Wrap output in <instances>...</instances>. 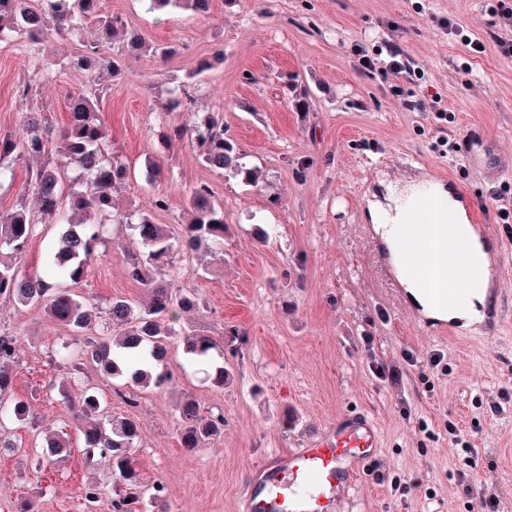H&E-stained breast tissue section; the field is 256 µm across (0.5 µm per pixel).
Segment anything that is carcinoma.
Here are the masks:
<instances>
[{
    "mask_svg": "<svg viewBox=\"0 0 512 512\" xmlns=\"http://www.w3.org/2000/svg\"><path fill=\"white\" fill-rule=\"evenodd\" d=\"M153 10L169 6L182 7L198 16H207L213 0H148ZM103 0H0V43L25 39L38 46L50 34L65 35L80 29L83 24L97 25V41L86 46L71 65L94 74L105 70L112 75L121 72V56L106 53L104 46L124 34L122 52L139 55L151 52L166 56L172 47L147 45L142 37L125 30L122 19L102 10ZM97 90H83L70 103L68 123L53 131L44 116L34 110L25 114L22 128L0 138V183L12 180L14 165L19 161L38 160L49 152V144L57 142L56 166L29 169V189L35 196L38 213L50 222L67 225L49 249L47 266L50 277L32 276L22 271L31 240L37 235L38 224L25 206L10 214L0 215V300L20 306L41 305L51 322L66 328L72 341L56 351L59 363L68 372L49 384L58 391L61 400L72 405L69 382L86 364H93L107 379L126 377L137 387L162 389L173 379L170 364V345H182L183 354L199 366L210 364L215 349L235 358L240 355L244 333L235 326L224 330L221 340L191 324L190 317L205 300L197 288L177 284V270L169 266L172 255L179 250L193 251L203 244L216 247L224 242L227 225L224 209L218 206L210 186L195 184L184 200L190 213L180 235L169 233L167 226L156 224L147 214L132 225L142 251L131 256L125 273L142 285L147 300L135 304L114 300L100 316L99 307L74 291L85 277L96 247L110 233L108 221L114 217L113 193L128 180L127 166L109 158L104 152L108 133L99 117L95 101ZM195 139L198 156L209 169L233 171L249 184L260 179L259 170L246 167L243 154L228 134L224 118L213 115L204 128L191 134L187 129L170 124L163 133L168 143ZM78 167L84 188L65 191L62 173L65 166ZM104 324L122 329L113 339L90 334L98 319ZM16 337L0 333V394L13 383L17 363ZM81 416L80 432L87 460L99 455L109 459L116 481L111 500L112 512H140L143 494L153 500L165 496V488L157 483L147 488L136 465L135 448L140 436L137 420L131 415H114L107 402L94 391L85 392L77 401ZM30 405L25 400L0 402V425L7 421L29 418ZM179 424L180 445L195 452L211 443L224 432V412L202 413L201 405L192 396L183 398L175 407Z\"/></svg>",
    "mask_w": 512,
    "mask_h": 512,
    "instance_id": "cac0c4a2",
    "label": "carcinoma"
}]
</instances>
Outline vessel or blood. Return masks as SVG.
<instances>
[{"mask_svg": "<svg viewBox=\"0 0 512 512\" xmlns=\"http://www.w3.org/2000/svg\"><path fill=\"white\" fill-rule=\"evenodd\" d=\"M457 205L460 213L471 220L472 233L484 255L488 275L485 280L472 283L471 288L485 294L479 323L484 333L492 337L504 321L498 288L504 274L503 243L486 237L481 225L476 224V204L470 195L459 193ZM423 324L435 335L457 336L470 320L450 308L425 317ZM379 446V430L372 419L358 414L338 417L309 447L266 466L265 479L246 492L245 512H327L337 489L352 484L363 463L372 458Z\"/></svg>", "mask_w": 512, "mask_h": 512, "instance_id": "vessel-or-blood-1", "label": "vessel or blood"}]
</instances>
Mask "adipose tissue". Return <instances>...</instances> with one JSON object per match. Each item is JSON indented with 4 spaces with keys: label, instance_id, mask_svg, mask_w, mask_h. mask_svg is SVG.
<instances>
[{
    "label": "adipose tissue",
    "instance_id": "1",
    "mask_svg": "<svg viewBox=\"0 0 512 512\" xmlns=\"http://www.w3.org/2000/svg\"><path fill=\"white\" fill-rule=\"evenodd\" d=\"M448 190L439 184H417L392 190L386 203L374 204L369 216L380 224L392 250L400 248L403 225L417 227L419 245L404 256L403 266L416 273V287H444L448 270L467 279L483 261L469 243L470 227L465 218L449 221Z\"/></svg>",
    "mask_w": 512,
    "mask_h": 512
}]
</instances>
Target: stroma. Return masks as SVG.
Here are the masks:
<instances>
[{
  "instance_id": "35a3bbf8",
  "label": "stroma",
  "mask_w": 512,
  "mask_h": 512,
  "mask_svg": "<svg viewBox=\"0 0 512 512\" xmlns=\"http://www.w3.org/2000/svg\"><path fill=\"white\" fill-rule=\"evenodd\" d=\"M495 2L214 0L202 18L152 11L146 0H105V12L175 53L124 57L120 75L99 79L109 153L130 176L114 195L121 219L75 290L102 308L120 298L144 302V288L125 275L138 249L127 217L147 211L179 232L189 219L184 198L205 182L224 208V247L177 253L174 265L180 284L199 288L205 298L193 317L197 327L218 337L235 325L245 334L241 357L226 363L211 356L233 373L222 388L193 365L174 369L165 389H137L133 408L93 367L72 387L75 397L96 388L113 414L138 421L137 467L145 485L165 487L164 498L146 504V512H244L245 491L261 481L263 464L307 447L351 412L376 421L381 446L356 484L340 492L337 512H482L479 498L463 493V478L495 490L500 512H512V236L498 215L499 207L512 209V56L486 39L500 23L490 11ZM441 18L485 39V52L470 53L445 34ZM96 35L89 23L35 51L23 40L0 43L1 136L17 132L33 108L49 113L55 127L66 124L72 93L91 83L70 62ZM382 39L401 42L425 79L361 75L356 46ZM208 57L213 68L195 75L197 62ZM28 82L37 92L26 100L19 90ZM181 88L191 104L162 114V103ZM436 93L450 116L444 127L431 109ZM407 100L418 102V110H406ZM217 112L244 164L262 170L259 186L205 167L191 141L169 146L160 137L169 121L193 129ZM444 137L459 144L456 156L445 154ZM151 161L162 170L154 186L146 180ZM437 172L476 195L479 223L503 241L507 324L495 337L430 333L401 300L375 246L368 201L382 199L387 183L427 181ZM494 183L505 190L503 202L487 196ZM158 190L168 196V210L153 209ZM0 332L16 336L18 349L13 386L0 398L31 405L28 421L4 429L16 449L0 455V512H16L33 495L38 512H87L89 484L100 493L97 512H109L111 466L87 463L70 413L60 397L45 392L63 373L53 354L67 331L42 308L2 300ZM436 350L442 363L426 368ZM375 357L396 369L395 379L373 374ZM184 394L225 418L223 434L193 454L181 448L175 419ZM494 402L502 413H491ZM452 423L470 454L452 447ZM63 430L72 452L36 469L45 437Z\"/></svg>"
}]
</instances>
